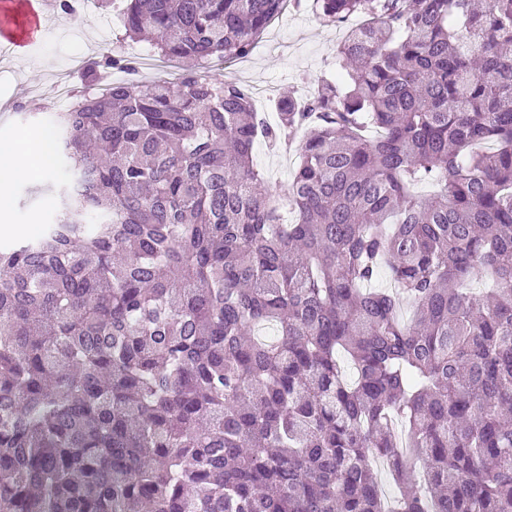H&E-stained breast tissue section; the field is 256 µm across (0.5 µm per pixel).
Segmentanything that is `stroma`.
<instances>
[{
    "label": "stroma",
    "instance_id": "1",
    "mask_svg": "<svg viewBox=\"0 0 512 512\" xmlns=\"http://www.w3.org/2000/svg\"><path fill=\"white\" fill-rule=\"evenodd\" d=\"M118 20L94 8L77 23L63 19H46L38 41L25 54L0 56V103L19 102L20 107L0 116V143L28 137L38 142L52 115L31 114L23 103L30 93L46 91L62 75L79 81L77 59L99 58L104 49L115 48ZM341 39L338 29L324 25L309 10H288L264 32L252 53L243 59L224 62L212 60L206 76L216 82L233 80L253 87L254 106L268 121H276V104L288 91H302L304 85L321 74L335 71L336 45ZM119 66L108 73L111 83L130 78L155 82L162 80L161 68L149 65L147 43H129ZM254 161L267 175L271 193L288 188L295 166L292 149L269 150L264 143L254 146ZM59 168L39 170L30 179L11 185L12 221L20 227L44 224L61 209L57 178Z\"/></svg>",
    "mask_w": 512,
    "mask_h": 512
}]
</instances>
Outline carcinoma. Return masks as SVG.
Here are the masks:
<instances>
[{
	"mask_svg": "<svg viewBox=\"0 0 512 512\" xmlns=\"http://www.w3.org/2000/svg\"><path fill=\"white\" fill-rule=\"evenodd\" d=\"M98 2L202 62L302 0ZM313 6L348 78L274 124L110 55L55 114L62 208L0 247V512H512V0ZM301 129L273 195L255 142Z\"/></svg>",
	"mask_w": 512,
	"mask_h": 512,
	"instance_id": "1",
	"label": "carcinoma"
}]
</instances>
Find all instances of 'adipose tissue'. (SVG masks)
Wrapping results in <instances>:
<instances>
[{"label": "adipose tissue", "mask_w": 512, "mask_h": 512, "mask_svg": "<svg viewBox=\"0 0 512 512\" xmlns=\"http://www.w3.org/2000/svg\"><path fill=\"white\" fill-rule=\"evenodd\" d=\"M49 163V149L46 141H39L34 148L24 143L10 142L0 144V232L13 233L14 224L10 222L11 197L8 184L14 183L29 174L33 168L46 167Z\"/></svg>", "instance_id": "obj_1"}]
</instances>
